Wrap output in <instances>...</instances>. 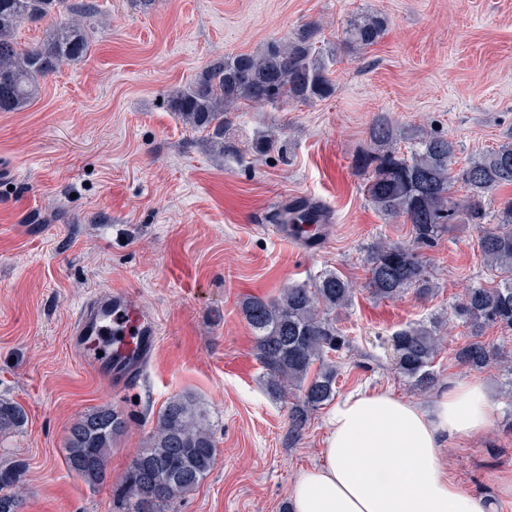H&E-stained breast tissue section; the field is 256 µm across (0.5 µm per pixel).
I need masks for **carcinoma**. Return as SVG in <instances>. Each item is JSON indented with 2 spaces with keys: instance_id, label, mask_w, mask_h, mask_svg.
<instances>
[{
  "instance_id": "obj_1",
  "label": "carcinoma",
  "mask_w": 512,
  "mask_h": 512,
  "mask_svg": "<svg viewBox=\"0 0 512 512\" xmlns=\"http://www.w3.org/2000/svg\"><path fill=\"white\" fill-rule=\"evenodd\" d=\"M93 0H0V112H19L36 98L41 81L64 63L83 60L90 50L88 31L80 21L93 16ZM52 19L43 39L20 47L14 35L25 23ZM387 22L366 14L348 23L342 43L347 47L375 44ZM318 26L305 24L291 37L273 42L258 54H237L207 65L197 78L170 90V111L194 130L212 132L213 144L224 146L232 114L246 105L296 102L306 104L331 97L336 87L329 64L334 49L317 45ZM372 149L359 159L371 169L364 191L372 205L390 219L410 225L407 243L379 240L367 255L368 288L377 299L393 300L412 288L424 298L433 282L420 250L431 248L452 225L483 223L484 203L493 191L512 186V141L491 148L453 172L457 142L431 131L402 136L392 117L379 112L369 127ZM415 141L411 157L400 155L401 139ZM462 182L468 195L455 199L450 185ZM479 246L486 267L500 274L494 285L465 290L454 316L470 329L472 340L455 351L456 360L470 369L508 364L512 353L482 340L484 330L498 325L512 331V198L499 208L498 223L480 229ZM354 288L341 274L329 270L310 286L288 285L279 296H250L242 313L254 337L266 391L280 399L288 395V437L302 434L312 414L336 397L338 369L328 354L349 347L330 315L346 308ZM400 378L416 391L438 383L431 369L446 346L437 326L408 324L391 338ZM25 408L0 395V437L24 430ZM129 421L108 404L89 409L70 427L67 469L91 486L107 481L112 446L127 431ZM217 442L199 403L185 395L168 399L159 413L146 447L138 450L115 491L118 512H178L180 500L211 472ZM19 470L0 465V512H22L16 491Z\"/></svg>"
}]
</instances>
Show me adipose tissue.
<instances>
[{"label":"adipose tissue","mask_w":512,"mask_h":512,"mask_svg":"<svg viewBox=\"0 0 512 512\" xmlns=\"http://www.w3.org/2000/svg\"><path fill=\"white\" fill-rule=\"evenodd\" d=\"M491 400L477 380L457 382L429 406L385 390L339 401L324 461L290 489L292 512H487L486 501L449 475L447 438L490 425Z\"/></svg>","instance_id":"1"}]
</instances>
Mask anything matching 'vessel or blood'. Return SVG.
<instances>
[{"instance_id": "1", "label": "vessel or blood", "mask_w": 512, "mask_h": 512, "mask_svg": "<svg viewBox=\"0 0 512 512\" xmlns=\"http://www.w3.org/2000/svg\"><path fill=\"white\" fill-rule=\"evenodd\" d=\"M71 335L83 363L119 389L140 381L159 345L156 323L122 289L87 302Z\"/></svg>"}]
</instances>
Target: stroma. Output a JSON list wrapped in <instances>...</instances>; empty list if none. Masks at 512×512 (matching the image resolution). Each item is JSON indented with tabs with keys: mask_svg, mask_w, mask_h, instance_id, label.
<instances>
[{
	"mask_svg": "<svg viewBox=\"0 0 512 512\" xmlns=\"http://www.w3.org/2000/svg\"><path fill=\"white\" fill-rule=\"evenodd\" d=\"M95 2L87 57L61 65L25 110L0 112V395L28 413L23 433L0 438V463L21 466L23 512H114L115 480L176 394L203 403L218 443L213 469L179 512H289L291 486L323 459L331 408L289 440L288 405L265 390L240 303L328 270L357 288L336 315L351 342L336 360L340 396L386 390L431 402L433 393L400 379L389 337L441 318L439 389L477 379L492 403L485 434L450 439L442 454L491 512H512V498L496 492L512 473V370L478 373L454 358L470 336L453 307L494 277L479 231L457 225L424 250L436 284L428 298L373 299L369 247L409 241L410 227L374 208L369 173L356 164L380 112L457 141L460 167L512 137V0ZM369 13L387 18L383 37L340 48L347 24ZM313 22L337 49L332 97L241 110L222 154L169 111L168 92L210 62L259 52ZM267 133L282 149L256 154ZM297 197L329 213L319 250L282 241L267 223ZM180 264L190 285L169 274ZM108 288L127 290L160 329L143 380L125 391L86 368L70 335L82 305ZM101 404L123 411L130 429L108 459L111 481L92 487L68 470L65 444L71 423Z\"/></svg>",
	"mask_w": 512,
	"mask_h": 512,
	"instance_id": "obj_1",
	"label": "stroma"
}]
</instances>
